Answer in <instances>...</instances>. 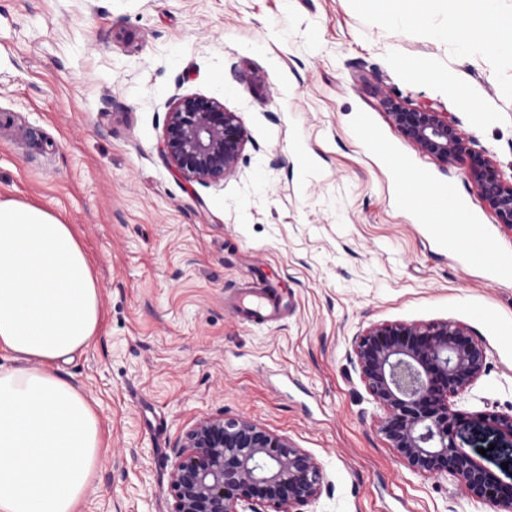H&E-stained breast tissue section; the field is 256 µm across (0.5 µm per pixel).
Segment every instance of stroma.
<instances>
[{"instance_id":"1","label":"stroma","mask_w":512,"mask_h":512,"mask_svg":"<svg viewBox=\"0 0 512 512\" xmlns=\"http://www.w3.org/2000/svg\"><path fill=\"white\" fill-rule=\"evenodd\" d=\"M425 28L370 0H0V199L74 225L100 288L96 340L59 369L104 431L81 512H172L174 448L219 413L317 461L310 512H488L452 480L407 470L351 362L376 323L467 328L487 370L450 400L457 442L512 476V437L485 420L512 414V276L431 239L398 167L455 186L501 255L512 231L380 102L451 113L511 175L512 57H465ZM424 59L455 72L474 108L406 74ZM185 95L240 118L246 144L223 182L187 180L161 154ZM251 271L275 278L285 321L251 325L226 302ZM492 309L501 320H482Z\"/></svg>"}]
</instances>
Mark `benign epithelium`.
Segmentation results:
<instances>
[{"label":"benign epithelium","mask_w":512,"mask_h":512,"mask_svg":"<svg viewBox=\"0 0 512 512\" xmlns=\"http://www.w3.org/2000/svg\"><path fill=\"white\" fill-rule=\"evenodd\" d=\"M392 123L420 151L462 164L497 223L512 230V179L472 147L448 112L409 109L381 93ZM246 136L238 115L214 98L177 96L163 137L167 161L186 179L217 183L237 172ZM354 360L372 402L378 432L413 474L451 478L491 512H512L505 483L456 441L459 416L449 399L486 371L485 348L465 328L440 322L380 323L354 339ZM170 486L173 512H300L323 490L317 462L285 437L243 417L198 420L180 437Z\"/></svg>","instance_id":"7a95c632"}]
</instances>
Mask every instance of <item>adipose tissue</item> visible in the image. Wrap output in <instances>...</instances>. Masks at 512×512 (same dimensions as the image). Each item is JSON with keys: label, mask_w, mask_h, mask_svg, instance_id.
Segmentation results:
<instances>
[{"label": "adipose tissue", "mask_w": 512, "mask_h": 512, "mask_svg": "<svg viewBox=\"0 0 512 512\" xmlns=\"http://www.w3.org/2000/svg\"><path fill=\"white\" fill-rule=\"evenodd\" d=\"M453 22L434 28L467 54H512L502 0H448ZM101 318L99 288L71 225L0 200V512H78L101 456L100 418L58 363L88 347Z\"/></svg>", "instance_id": "obj_1"}]
</instances>
